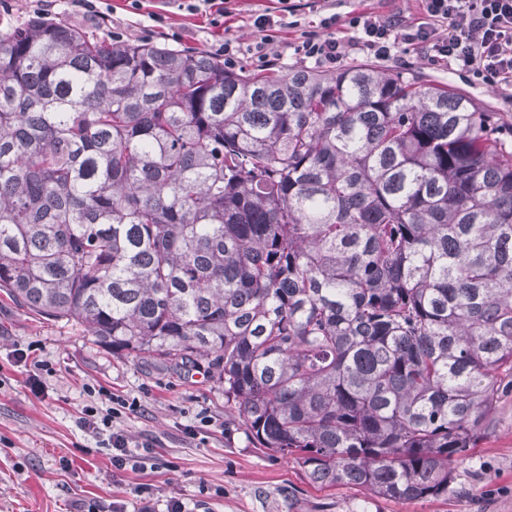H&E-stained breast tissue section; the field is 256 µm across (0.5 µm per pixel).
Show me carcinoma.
Instances as JSON below:
<instances>
[{
  "instance_id": "carcinoma-1",
  "label": "carcinoma",
  "mask_w": 512,
  "mask_h": 512,
  "mask_svg": "<svg viewBox=\"0 0 512 512\" xmlns=\"http://www.w3.org/2000/svg\"><path fill=\"white\" fill-rule=\"evenodd\" d=\"M0 290L204 366L314 484L446 497L512 377V144L467 96L373 64L229 72L10 22Z\"/></svg>"
}]
</instances>
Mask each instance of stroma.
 I'll list each match as a JSON object with an SVG mask.
<instances>
[{
  "label": "stroma",
  "instance_id": "1",
  "mask_svg": "<svg viewBox=\"0 0 512 512\" xmlns=\"http://www.w3.org/2000/svg\"><path fill=\"white\" fill-rule=\"evenodd\" d=\"M110 26L125 41L145 39L171 48L207 52L222 29L202 15L178 9L175 0H109ZM166 17V36L148 35L151 14ZM320 13L284 15L275 45L279 72L297 67L290 43L316 29ZM382 69L445 86L494 113L502 137L512 141V91L488 85L446 63H431L415 46L400 43ZM30 349V363H16L15 349ZM41 392L28 382L35 362ZM138 400L140 410L123 427L139 442L152 441L162 465L140 473H113L104 451L78 428L90 404L88 387ZM211 424L201 427V417ZM454 489L441 499L378 497L351 485L317 486L292 460L257 447L224 393L203 370L181 374L148 359L100 347L82 327L49 320L18 307L0 292V512H70L80 501L107 512L113 499L131 498L137 484H153L159 502L177 497L203 502L206 512H512V392H505L485 433L454 467Z\"/></svg>",
  "mask_w": 512,
  "mask_h": 512
}]
</instances>
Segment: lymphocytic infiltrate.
<instances>
[{
  "label": "lymphocytic infiltrate",
  "instance_id": "1",
  "mask_svg": "<svg viewBox=\"0 0 512 512\" xmlns=\"http://www.w3.org/2000/svg\"><path fill=\"white\" fill-rule=\"evenodd\" d=\"M420 2L422 16L411 24L371 11L353 14L348 20L353 35L348 40L332 35L336 16L324 17L319 30L302 33L293 43V54L302 62L332 71L358 54L388 60L395 45L406 42L419 46L430 60L458 67L490 85L512 87V0ZM278 25L271 13L260 14L254 21L258 36L250 44L228 33L210 53L222 57L228 70L244 61L258 70L273 69ZM138 407V402L112 396L107 403L85 405L77 422L82 432L110 450L112 466L119 471L144 469L148 461L121 426L123 417Z\"/></svg>",
  "mask_w": 512,
  "mask_h": 512
}]
</instances>
